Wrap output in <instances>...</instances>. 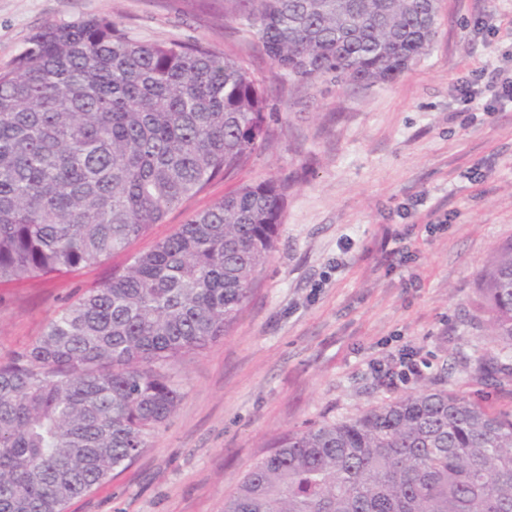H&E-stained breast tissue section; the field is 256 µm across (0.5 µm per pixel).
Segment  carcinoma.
<instances>
[{"label": "carcinoma", "instance_id": "obj_1", "mask_svg": "<svg viewBox=\"0 0 512 512\" xmlns=\"http://www.w3.org/2000/svg\"><path fill=\"white\" fill-rule=\"evenodd\" d=\"M290 81H395L438 33L437 0H224ZM267 91L199 43L106 17L46 23L0 71V285L127 250L269 144ZM287 186L240 185L64 303L0 361V512H65L132 462L182 399L171 363L224 337L276 249ZM512 354V241L478 273ZM224 512H512V410L444 389L289 431Z\"/></svg>", "mask_w": 512, "mask_h": 512}]
</instances>
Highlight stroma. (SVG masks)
<instances>
[{
  "label": "stroma",
  "instance_id": "obj_1",
  "mask_svg": "<svg viewBox=\"0 0 512 512\" xmlns=\"http://www.w3.org/2000/svg\"><path fill=\"white\" fill-rule=\"evenodd\" d=\"M431 49L398 80L284 86L232 18L186 0H0V70L43 24L103 16L137 40L199 41L269 89L272 149L242 181L288 185L277 247L232 331L177 366L184 397L148 446L67 512H224V498L288 431L342 421L423 384L512 410L477 273L512 240V0H439ZM217 181L129 250L50 282L0 286V357L58 307L126 267L232 189ZM411 352L423 379L389 388L375 363Z\"/></svg>",
  "mask_w": 512,
  "mask_h": 512
}]
</instances>
